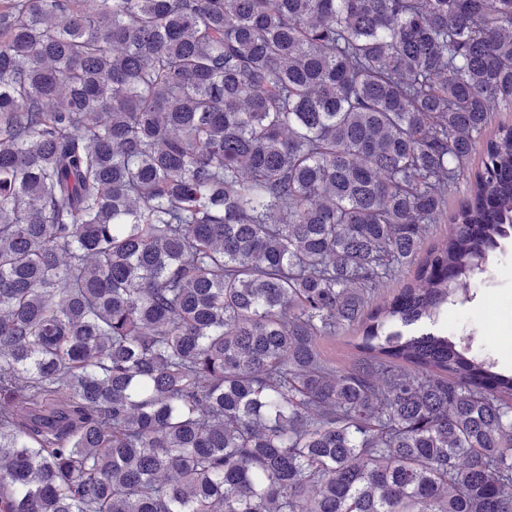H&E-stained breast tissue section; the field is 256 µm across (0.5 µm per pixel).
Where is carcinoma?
<instances>
[{"label":"carcinoma","mask_w":512,"mask_h":512,"mask_svg":"<svg viewBox=\"0 0 512 512\" xmlns=\"http://www.w3.org/2000/svg\"><path fill=\"white\" fill-rule=\"evenodd\" d=\"M495 103L512 0H0V512H512ZM500 251H497L488 273L479 288L474 292L475 298L462 306L448 310L447 324L449 329H458L460 333L472 334L481 340L496 356L502 368L512 370L511 350L502 349L494 338L485 336H497L485 332L484 319L479 321L474 318V312L484 306L489 296L512 303V243H508ZM489 297L484 306V313L488 316V331H496L502 324V313L498 307L496 298Z\"/></svg>","instance_id":"carcinoma-1"}]
</instances>
